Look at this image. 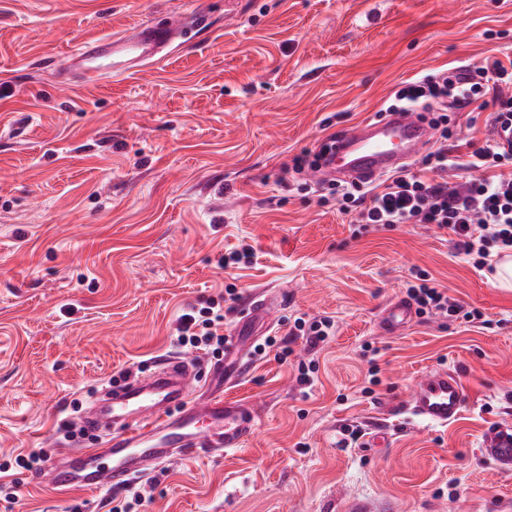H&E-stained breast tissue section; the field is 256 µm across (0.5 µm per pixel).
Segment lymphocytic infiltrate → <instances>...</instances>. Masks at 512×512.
Wrapping results in <instances>:
<instances>
[{
  "label": "lymphocytic infiltrate",
  "instance_id": "1",
  "mask_svg": "<svg viewBox=\"0 0 512 512\" xmlns=\"http://www.w3.org/2000/svg\"><path fill=\"white\" fill-rule=\"evenodd\" d=\"M511 86L512 66L492 56L480 65L428 74L401 88L395 96L398 108L433 113L440 145L422 159L421 176L398 171L376 184L331 181L341 210L353 217L355 235L397 224H432L455 236L459 254L478 271L492 268L495 256L512 253V151L488 139L463 163L471 178L455 186L434 179L435 172L460 164L447 146L455 134V113L488 95L492 127L512 128V96L504 93ZM406 295L423 317L470 323L483 318L479 310L450 298L421 273L407 281ZM223 322V313L210 306L182 314L175 325L177 340L220 349Z\"/></svg>",
  "mask_w": 512,
  "mask_h": 512
}]
</instances>
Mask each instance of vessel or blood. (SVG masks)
Here are the masks:
<instances>
[{
    "mask_svg": "<svg viewBox=\"0 0 512 512\" xmlns=\"http://www.w3.org/2000/svg\"><path fill=\"white\" fill-rule=\"evenodd\" d=\"M203 16L172 12L120 31L79 43L57 73L59 86L74 81L92 84L103 73L121 74L155 61L180 36L193 34ZM431 126L418 112H389L379 121L366 120L344 130L335 149L321 161L318 176L374 180L401 169L431 147ZM273 303L253 296L224 344V364L215 379L235 383L247 355L245 330L255 320L269 319ZM406 299L389 301L377 326L387 336L400 335L415 319ZM196 366L185 356L158 360L148 375L107 388V413L85 414L82 425L101 435L99 448H67L48 475L53 484L84 491L126 486L178 456H210L243 448L256 430V411L242 400L208 393L191 400ZM465 403L459 377L448 369L426 371L408 394L407 411L418 421L445 426L455 421Z\"/></svg>",
    "mask_w": 512,
    "mask_h": 512,
    "instance_id": "vessel-or-blood-1",
    "label": "vessel or blood"
}]
</instances>
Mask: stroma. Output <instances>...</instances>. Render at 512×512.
Masks as SVG:
<instances>
[{"mask_svg":"<svg viewBox=\"0 0 512 512\" xmlns=\"http://www.w3.org/2000/svg\"><path fill=\"white\" fill-rule=\"evenodd\" d=\"M186 10L206 23L162 60L57 89L76 44ZM490 55L512 57V0H0V463L93 445L78 413L182 353L177 319L228 283L283 299L255 341L300 316L336 324L319 353L299 341L284 360L250 357L225 387L257 410L244 449L98 493L16 468L0 512H512V463L485 446L512 427V291L436 226L354 236L290 171L423 72ZM245 244L250 264L225 273L220 258ZM417 270L484 322L379 334L381 306ZM309 359L310 387L297 379ZM433 367L466 394L445 428L405 410Z\"/></svg>","mask_w":512,"mask_h":512,"instance_id":"1","label":"stroma"}]
</instances>
